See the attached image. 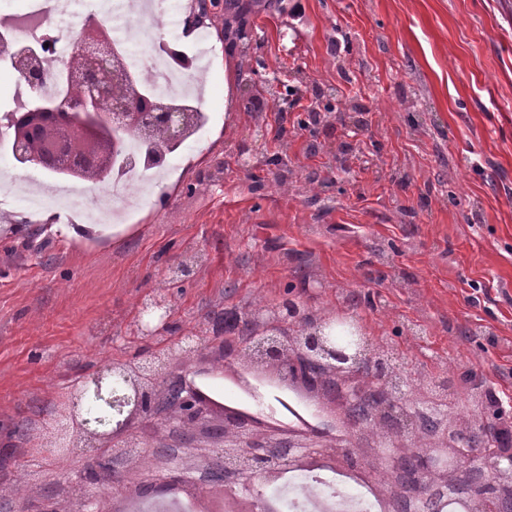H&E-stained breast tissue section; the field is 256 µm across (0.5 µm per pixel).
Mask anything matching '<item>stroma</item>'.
Instances as JSON below:
<instances>
[{
	"label": "stroma",
	"mask_w": 512,
	"mask_h": 512,
	"mask_svg": "<svg viewBox=\"0 0 512 512\" xmlns=\"http://www.w3.org/2000/svg\"><path fill=\"white\" fill-rule=\"evenodd\" d=\"M247 29L209 77L211 128L141 223L100 239L0 222L1 495H100L84 451L51 453L47 432L102 361L165 347L130 332L158 288L180 336L290 290L356 313L410 384L453 381L463 407L473 384L512 397V0H281ZM320 89L339 111L301 127ZM197 250L199 272L170 281Z\"/></svg>",
	"instance_id": "35a3bbf8"
}]
</instances>
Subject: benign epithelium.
Masks as SVG:
<instances>
[{
    "instance_id": "obj_1",
    "label": "benign epithelium",
    "mask_w": 512,
    "mask_h": 512,
    "mask_svg": "<svg viewBox=\"0 0 512 512\" xmlns=\"http://www.w3.org/2000/svg\"><path fill=\"white\" fill-rule=\"evenodd\" d=\"M222 0H197L190 21L221 16ZM0 57L10 60L14 70L35 87L46 76L42 56L31 46L0 32ZM64 86L79 92L55 101H35L13 115L7 132L13 156L22 167L41 166L68 179L108 182L119 156V132L134 131L150 140L161 132L174 142L185 135L190 114L159 95H148L139 77L130 70L125 51L114 46L111 28L96 17L85 20L78 37V51L56 74ZM292 307L286 303L265 306L249 319L251 341L234 348L233 356L255 367L288 370V361L311 369L327 370L345 381L333 403L351 406L362 396L355 383L369 370L375 377L393 379L391 362L374 359L373 346L365 339L361 322L333 312L309 323L303 317L286 322ZM197 346L177 338L165 351L138 355L139 367L131 372L121 363L107 361L63 404L57 426L50 431L51 446L90 449V463L83 477L110 488L137 472L142 448H198L205 453L190 457L186 466L168 469L159 489L176 488L188 498L200 493L188 473L197 463L209 464L221 455L224 462L245 475L266 482L277 480L292 467L297 471L335 468L352 457L356 448H385L397 458L423 441V475L430 486L445 487L454 481L459 466L480 464L482 478L466 488L458 506L466 512H503L501 500L483 493L485 477L512 498V457L491 463L495 451L484 444L471 451L462 448L454 433L474 428V420L462 415L451 433L425 437L407 423L404 394L398 392L376 414L379 432L371 436L353 426V445L328 443L320 431L284 432L265 429L254 420L226 414L202 403L194 384L204 368L193 364ZM270 448H294L281 461L269 460ZM211 482L222 486L224 512H248L249 502L241 489L224 486V473L208 471ZM46 512H116L118 499L81 500L56 492L43 497Z\"/></svg>"
}]
</instances>
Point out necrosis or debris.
<instances>
[{
  "label": "necrosis or debris",
  "instance_id": "4bbe7bcc",
  "mask_svg": "<svg viewBox=\"0 0 512 512\" xmlns=\"http://www.w3.org/2000/svg\"><path fill=\"white\" fill-rule=\"evenodd\" d=\"M11 10L0 11V23L9 25L17 37L43 45L46 67L59 71L76 51L74 36L88 15L108 22L112 38L127 49L132 71L149 82L152 93L164 95L179 105L198 110L203 106L200 78L210 72L216 47L207 28H200L187 52L189 64L174 56L176 44L166 29L179 25L169 10V0H12ZM0 72L7 79L0 84V132L15 112L33 100H51L64 95L65 87L56 79L31 89L17 77L13 67L0 59ZM123 148L111 180L96 189L63 181L51 171L34 169L14 174L0 183V215L31 219L41 211V200L55 199V219L62 224H96L108 230L113 219L141 209L142 198L163 176L160 168L147 166L137 150L138 138L131 132L121 135ZM350 477L314 469L289 472L278 481L253 487L254 512H266L276 504L279 512H387L384 491L387 461L374 457L358 467Z\"/></svg>",
  "mask_w": 512,
  "mask_h": 512
}]
</instances>
